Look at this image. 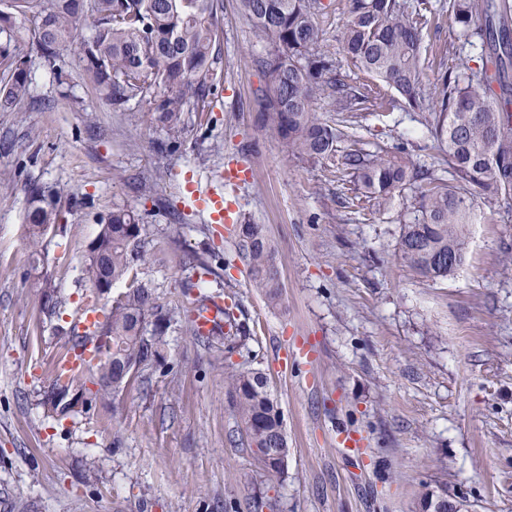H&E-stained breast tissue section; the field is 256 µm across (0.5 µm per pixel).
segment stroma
Returning a JSON list of instances; mask_svg holds the SVG:
<instances>
[{"label":"stroma","mask_w":512,"mask_h":512,"mask_svg":"<svg viewBox=\"0 0 512 512\" xmlns=\"http://www.w3.org/2000/svg\"><path fill=\"white\" fill-rule=\"evenodd\" d=\"M326 2V54L348 84H371L342 52L348 0ZM409 2L424 19L423 83L478 68V49L450 51L448 0ZM219 23L222 79L204 111L186 109L176 144L147 106L113 108L84 84L73 52L53 66L34 59L27 101L0 112V500L29 512H424L439 500L512 512V208L480 201L455 275L417 274L398 250L413 189L383 205L355 201L340 157L399 149L445 177V153L421 113L394 103L387 87L360 112L320 95L313 111L345 132L336 156L292 155L257 123L268 46L238 0H224ZM231 161L252 171L236 198L272 245L282 284L273 307L250 283L234 225L216 229L183 203L187 179ZM32 184L60 198L54 228L36 243L26 223ZM123 206L146 226L145 257L98 306L108 311L132 284L150 285L173 314L166 360L57 421L39 399L66 352L58 330L87 299L91 241ZM189 250L219 257L205 291L246 328L234 348L185 332ZM45 278L60 301L50 319L37 294ZM296 342L314 354L312 370L281 365ZM252 369L266 374L288 439L272 476L245 446L229 393V375ZM340 423L364 442L358 464L336 451Z\"/></svg>","instance_id":"stroma-1"}]
</instances>
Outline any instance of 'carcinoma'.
<instances>
[{
    "instance_id": "1",
    "label": "carcinoma",
    "mask_w": 512,
    "mask_h": 512,
    "mask_svg": "<svg viewBox=\"0 0 512 512\" xmlns=\"http://www.w3.org/2000/svg\"><path fill=\"white\" fill-rule=\"evenodd\" d=\"M258 37L270 48L264 61L266 90L258 113L261 127L288 151L309 160L335 156L342 132L312 112L318 95L336 102L338 112L363 109L368 96L349 91L333 74L330 56L320 52L319 19L324 0H239ZM223 0H4L0 9V112H13L29 91L30 56L14 37L18 25H29L37 55L53 64L77 49L81 79L112 106L145 103L168 137L183 133L182 112L190 100L205 103L218 74L214 68ZM457 40L478 38L481 70L462 77L446 71L426 93L422 86V28L406 0H349L342 28V48L350 63L394 88L413 109L424 112L428 133L447 148L451 182L429 170L409 166L387 151L365 154L355 149L342 157L352 171L356 190L385 201L417 181L412 201L415 218L402 225L401 258L432 280L453 275L465 258L466 226L474 223L477 201L494 197L512 201V4L509 0H450ZM89 34L77 38L79 31ZM27 223L33 238L56 216L53 195L37 185L28 188ZM110 230L100 238L96 254L87 255L85 278L93 285L89 299L99 296V283L115 284L144 257L143 225L134 210L117 208L107 217ZM238 255L250 280L267 302L281 298L280 274L264 228L241 224ZM456 263L448 264V253ZM182 269L197 276L213 273L198 254L186 255ZM48 280L39 287L41 310L57 314L58 300L48 296ZM170 312L157 303L153 289L139 284L112 304L94 334L99 355L81 375L55 377L60 392L41 399L47 416L74 413L72 394L88 406L125 389L142 370L165 359ZM189 332L210 341L242 333L230 309L209 334L196 323ZM231 393L247 444L265 470L278 473L271 450L288 453L283 419L259 372L231 378Z\"/></svg>"
}]
</instances>
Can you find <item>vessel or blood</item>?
<instances>
[{
    "label": "vessel or blood",
    "mask_w": 512,
    "mask_h": 512,
    "mask_svg": "<svg viewBox=\"0 0 512 512\" xmlns=\"http://www.w3.org/2000/svg\"><path fill=\"white\" fill-rule=\"evenodd\" d=\"M242 169L217 167L206 182H186L183 188L185 205L193 212L201 214L210 224H239L243 217L237 206L228 199L227 191L243 179ZM101 314L95 304H87L75 324L76 333L84 340L82 346L71 351L69 358L58 366L57 371L63 377H72L82 373L96 356L93 335ZM336 448L346 461H354L362 455L360 437L345 428L336 430Z\"/></svg>",
    "instance_id": "b4317fda"
}]
</instances>
